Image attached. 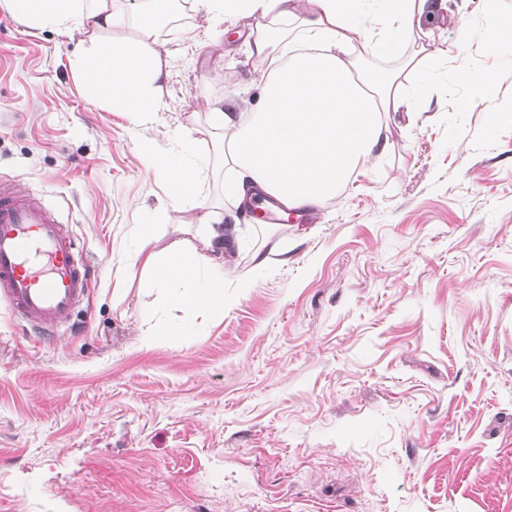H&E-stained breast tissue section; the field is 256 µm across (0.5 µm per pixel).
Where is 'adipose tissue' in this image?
<instances>
[{"label":"adipose tissue","instance_id":"obj_1","mask_svg":"<svg viewBox=\"0 0 512 512\" xmlns=\"http://www.w3.org/2000/svg\"><path fill=\"white\" fill-rule=\"evenodd\" d=\"M217 19L255 20L251 53L265 73L249 115L234 106L210 103L217 137L211 155H194L185 145L163 150L143 141L139 150L161 176L168 202L180 207L201 199L200 169L220 164L222 192L237 203L265 195L290 209L323 206L341 183L390 147L384 117L411 109L395 77L357 73L365 56L396 51L403 35L428 11L429 0H196ZM167 0H133L144 24L134 41L106 37L125 14L115 0H0L27 26L60 33L81 24L87 44L74 59L89 93L150 123L162 103L167 78L154 34L167 26ZM368 32L361 44L349 33L358 24ZM225 212L209 207L196 241L176 242L159 253L127 255L141 265L150 287L167 293L172 304L219 311L224 307Z\"/></svg>","mask_w":512,"mask_h":512}]
</instances>
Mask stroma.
I'll return each mask as SVG.
<instances>
[{"mask_svg":"<svg viewBox=\"0 0 512 512\" xmlns=\"http://www.w3.org/2000/svg\"><path fill=\"white\" fill-rule=\"evenodd\" d=\"M434 3L359 61L423 90L389 150L307 220L239 212L220 315L122 259L191 239L202 209L166 207L137 141L211 150L208 102L248 110L263 79L254 20L217 43L187 4L158 38L164 109L136 129L74 72L87 32L0 9V180L53 205L95 268L52 342L0 302V512H512V120H490L512 107V30L487 39L512 0ZM433 53L438 75L408 67ZM469 68L500 79L462 111Z\"/></svg>","mask_w":512,"mask_h":512,"instance_id":"1","label":"stroma"}]
</instances>
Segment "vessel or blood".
<instances>
[{"instance_id": "b4317fda", "label": "vessel or blood", "mask_w": 512, "mask_h": 512, "mask_svg": "<svg viewBox=\"0 0 512 512\" xmlns=\"http://www.w3.org/2000/svg\"><path fill=\"white\" fill-rule=\"evenodd\" d=\"M91 269L57 211L41 196L0 184V301L40 334L71 331Z\"/></svg>"}]
</instances>
